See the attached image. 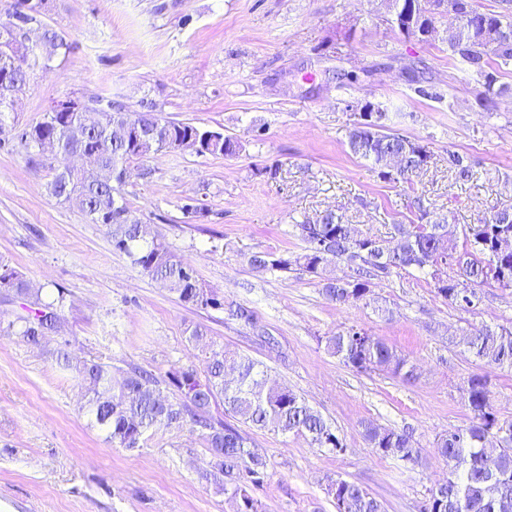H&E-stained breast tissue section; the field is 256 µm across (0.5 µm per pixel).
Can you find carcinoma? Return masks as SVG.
<instances>
[{
  "label": "carcinoma",
  "instance_id": "1",
  "mask_svg": "<svg viewBox=\"0 0 512 512\" xmlns=\"http://www.w3.org/2000/svg\"><path fill=\"white\" fill-rule=\"evenodd\" d=\"M472 17L452 16L458 37L448 43V51L476 69L483 78L486 108L494 107L503 93L497 76L485 70L489 61L498 68L512 65V0H502L501 11L481 12L471 8ZM45 46L36 52L25 44L11 20H0V45L3 42L23 49L34 61L50 59L66 46L54 31L45 32ZM370 119L356 122L348 132L350 150L373 161L384 180L411 182L410 176L427 166L431 152L418 141L389 128L387 115L370 105ZM22 143L50 153L57 162L51 194L77 206L91 223L107 228L115 250L125 254L133 265L163 284L179 301L200 307L225 308L229 315L244 319L258 335L266 331L254 312L225 304L224 298L204 288L196 271L168 250L153 224L132 219L120 189L125 182L128 161L154 152H178L182 144L194 139L201 155H232L237 142L223 133L175 122L153 109L127 112L111 105L97 126H86L79 112L46 113L43 121L23 132ZM83 150L91 168L73 173L69 151ZM448 170L456 178L469 180L474 172L462 156L448 154ZM304 243L299 253L277 254L260 251L249 258L259 272L286 273L295 268L319 280L322 294L339 305L369 300L370 280L388 278L409 269L431 276L436 296L461 310H475L482 302L485 286L512 289V253L497 252L496 242L512 236V208L501 209L492 217L469 225L457 236L454 225L442 217L431 224H393L385 234L345 223L332 210L319 213L315 220L296 225ZM456 261L473 287L454 277L438 278L436 269ZM342 264L352 273L336 277L329 270ZM0 291L27 299V314L0 326V333L22 341L42 344L54 332L64 294L46 302L41 292L29 288L22 274L0 263ZM449 342L489 367L512 369V330L482 328L452 336ZM327 350L346 366L358 371H382L403 381L416 378L415 367L387 343L363 329L351 327L326 339ZM78 379L89 396L88 404L95 423L107 432L113 444L126 449L141 447L145 435L154 428H180L189 423L201 429L202 438L213 458L211 480L220 491L231 493L236 512H260L252 495L263 483L267 463L237 428L215 425L209 409L216 398L224 399L228 413L260 430L281 434H300L316 448L345 451L343 440L296 392L270 381L261 363L245 356L228 358L223 349L210 352L207 371L198 379L195 371L176 369L162 380L134 368L120 375L112 365L91 363L75 367ZM167 383L179 393L170 400L161 385ZM466 402L472 414L470 423L458 427L436 441L439 455L448 463V480L437 490H429L420 512H512V422H502L491 407L488 377L474 374L466 387ZM497 434L504 441L498 458L485 455L484 439ZM365 436L378 453L404 463H415L422 448L406 432L369 423ZM336 512H385L384 505L360 485L329 479L325 487Z\"/></svg>",
  "mask_w": 512,
  "mask_h": 512
}]
</instances>
